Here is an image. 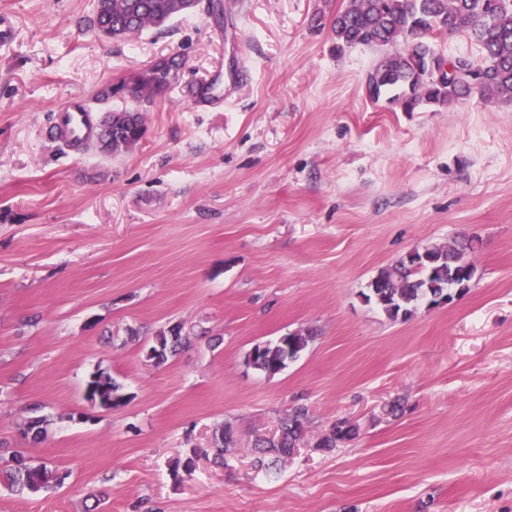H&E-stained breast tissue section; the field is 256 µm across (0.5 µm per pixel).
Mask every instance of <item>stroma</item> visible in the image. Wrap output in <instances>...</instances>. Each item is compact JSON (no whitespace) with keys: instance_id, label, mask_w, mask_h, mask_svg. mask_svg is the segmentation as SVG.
<instances>
[{"instance_id":"obj_1","label":"stroma","mask_w":512,"mask_h":512,"mask_svg":"<svg viewBox=\"0 0 512 512\" xmlns=\"http://www.w3.org/2000/svg\"><path fill=\"white\" fill-rule=\"evenodd\" d=\"M221 2L112 39L95 0H0V456L66 474L0 486V512H512V103L370 101L378 51L335 48L346 0ZM170 55L132 151L54 137L65 102L121 107L97 92ZM468 236L453 304L393 321L365 301L405 253ZM176 323L194 341L155 365ZM301 328L279 373L248 363ZM98 368L121 406L86 398ZM296 404L303 442L255 468ZM339 418L356 437L316 448Z\"/></svg>"}]
</instances>
